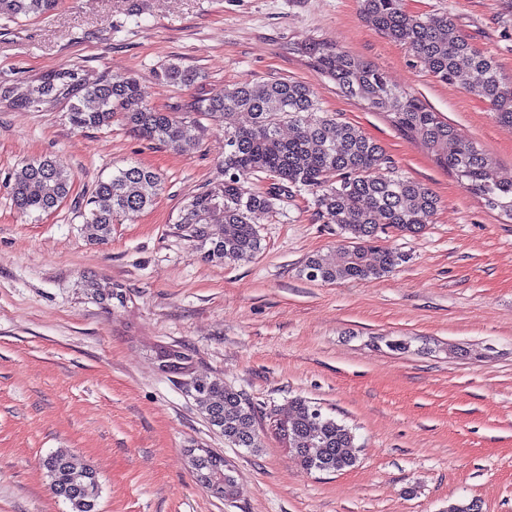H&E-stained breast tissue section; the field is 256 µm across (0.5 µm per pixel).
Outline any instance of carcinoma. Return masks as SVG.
Returning <instances> with one entry per match:
<instances>
[{
	"label": "carcinoma",
	"instance_id": "obj_1",
	"mask_svg": "<svg viewBox=\"0 0 512 512\" xmlns=\"http://www.w3.org/2000/svg\"><path fill=\"white\" fill-rule=\"evenodd\" d=\"M56 5L57 0H0V17L39 16ZM360 6L384 35L405 45L434 78L473 92L488 103L496 119L512 124V82L491 57L457 33L448 18L433 21L411 14L405 0H360ZM299 50L346 96L387 114L405 133L423 132L436 164L452 172L487 210L512 221V182L497 178L493 159L473 141L419 98L392 85L375 64L314 39L304 41ZM471 71L481 76L476 84L469 81ZM199 78V73L176 62L156 72L161 84L190 86ZM59 98L68 101L69 122L76 129L108 126L114 113L120 112L139 136L174 150L194 140L198 132L196 122L150 106L145 86L134 78H105L88 86L76 70L63 69L40 77L20 95L0 84V101L22 108L35 109ZM197 111L224 125V182L187 202L177 227L200 242L206 261L235 262L256 256L262 245L252 214L275 209L276 202L295 189L311 193L320 217L337 225L346 239L341 258L334 253L309 258L303 269L306 278L322 282L379 278L405 260L402 253L380 244L379 232L387 227L416 235L439 207L437 195L426 184L394 171L381 144L320 111L313 90L301 81L238 83L198 102ZM240 112L250 113V125L236 124ZM285 127L292 130L287 137L282 133ZM258 174L270 181L268 189L250 186ZM73 181L72 174L45 157L16 170L8 187L19 211L47 213L70 194ZM161 190V177L138 164L98 182L88 200L96 239L107 241L117 217L149 208ZM162 353L163 370H189L190 358L181 348ZM191 384L196 406L226 443L251 450L260 447L254 408L241 392L208 378H193ZM274 427L308 470L338 472L356 461L352 429L306 399H294L290 412ZM43 467L53 494L69 503L71 512H98L99 477L89 464L57 451L43 460ZM192 469L213 496L235 495V479L224 457L196 455Z\"/></svg>",
	"mask_w": 512,
	"mask_h": 512
}]
</instances>
